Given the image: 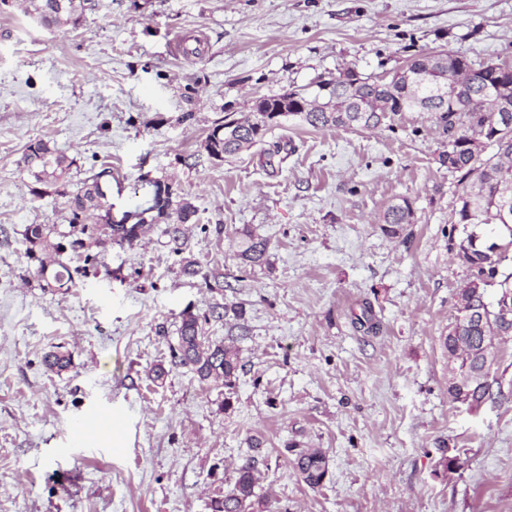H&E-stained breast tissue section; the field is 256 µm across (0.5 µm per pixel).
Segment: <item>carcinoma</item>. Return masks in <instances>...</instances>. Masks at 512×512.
<instances>
[{
    "instance_id": "obj_1",
    "label": "carcinoma",
    "mask_w": 512,
    "mask_h": 512,
    "mask_svg": "<svg viewBox=\"0 0 512 512\" xmlns=\"http://www.w3.org/2000/svg\"><path fill=\"white\" fill-rule=\"evenodd\" d=\"M29 2L38 23L50 29L62 23H78L88 0ZM433 61L436 66L426 72L422 85L408 81L407 73L423 70ZM489 91L512 106V65H475L453 51L412 55L387 81L363 78L348 68L327 80V84H318L313 96L295 90L260 96L253 102L251 115L224 116L209 130L204 145L209 160L222 162L263 142L269 130L281 123L280 115L316 129L383 126L391 130V120L402 112L428 113L446 138L438 163L460 174L448 220L451 232L458 233V240H450V247L471 271L463 287L478 279L482 288V293L469 297L465 306L473 310L474 317L462 324L459 334L441 337L442 347L453 357V367L461 370L471 363L473 342L485 338L497 347L501 324L506 318L512 322V307L504 316L500 306H493L488 300V289L495 285L500 288V295H512V272H502L504 263L512 260V219L507 224L497 219L498 185L512 186V110L495 112L489 108ZM311 99L317 102L316 107L303 110V104ZM490 146L495 152L488 155L486 149ZM22 161L35 183L52 187L65 198L69 224L67 232L48 224H28L24 228L26 253L36 261L34 277L39 287L51 291L68 289L75 286V273L86 276L109 272L107 245L130 244L155 224L164 225L163 234L169 238L180 271L189 276L198 273L186 235V225L197 222V209L178 191H169V183L160 179L148 181L152 190L145 206L135 213L134 223L102 224L100 220L112 210L111 168L104 167L74 183L70 171L75 160L42 140L27 146ZM412 218V206L404 198L384 212V230L397 235L403 225L412 223ZM235 234L240 237L237 257L242 268L267 261V240L246 226L236 229ZM68 251L82 258L83 266L70 269L61 260ZM230 315L237 320L235 327L240 335H245V310L240 304L215 303L201 315L183 311L177 339L170 345L172 365L190 368L203 384L233 388L243 370L235 339L215 343L204 330L210 319ZM71 364V355L63 351H52L44 357V365L51 371L66 370ZM294 463L302 480L312 488L323 485L329 474L326 454L320 448L296 450ZM258 482L256 460L243 458L236 465L232 488L223 498L211 501V512H253Z\"/></svg>"
}]
</instances>
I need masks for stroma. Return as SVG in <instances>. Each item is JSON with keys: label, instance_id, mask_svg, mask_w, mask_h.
Instances as JSON below:
<instances>
[{"label": "stroma", "instance_id": "1", "mask_svg": "<svg viewBox=\"0 0 512 512\" xmlns=\"http://www.w3.org/2000/svg\"><path fill=\"white\" fill-rule=\"evenodd\" d=\"M448 49L512 64V0H92L80 25L51 29L22 0L0 5V512H211L248 456L255 512H512V337L495 401L471 413L448 398L440 338L469 270L449 249L458 177L426 114L390 130L282 123L264 144L286 145L278 167L264 146L202 155L258 96ZM37 139L75 159L74 179L111 167L114 212L146 199L143 176L178 188L198 210V275L154 228L109 250L110 274L39 288L22 231L69 226L21 163ZM399 198L414 221L392 237L379 217ZM243 226L269 243L248 272ZM217 302L243 305L249 327L232 399L186 367L152 382L182 312ZM366 307L376 331L357 321ZM57 348L73 359L60 373L43 364ZM96 409L117 415L118 441L74 445ZM293 443L323 449V487L303 482Z\"/></svg>", "mask_w": 512, "mask_h": 512}]
</instances>
